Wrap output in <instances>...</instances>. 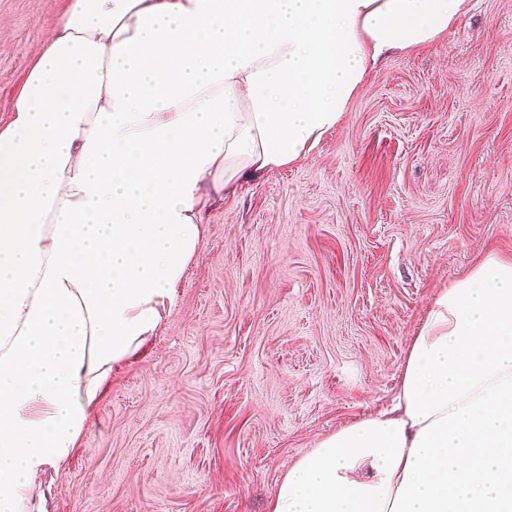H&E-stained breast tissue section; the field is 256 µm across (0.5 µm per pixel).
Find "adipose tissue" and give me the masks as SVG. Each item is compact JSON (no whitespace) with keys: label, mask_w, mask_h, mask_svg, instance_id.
<instances>
[{"label":"adipose tissue","mask_w":512,"mask_h":512,"mask_svg":"<svg viewBox=\"0 0 512 512\" xmlns=\"http://www.w3.org/2000/svg\"><path fill=\"white\" fill-rule=\"evenodd\" d=\"M470 0H71L0 126V512H30L239 184L298 162ZM268 512H512V257L437 297L392 405Z\"/></svg>","instance_id":"adipose-tissue-1"}]
</instances>
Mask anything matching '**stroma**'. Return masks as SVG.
Masks as SVG:
<instances>
[{
  "label": "stroma",
  "instance_id": "1",
  "mask_svg": "<svg viewBox=\"0 0 512 512\" xmlns=\"http://www.w3.org/2000/svg\"><path fill=\"white\" fill-rule=\"evenodd\" d=\"M472 2L379 63L306 158L211 213L33 512H268L288 467L391 405L440 292L512 256V0ZM67 4L0 0V125Z\"/></svg>",
  "mask_w": 512,
  "mask_h": 512
}]
</instances>
